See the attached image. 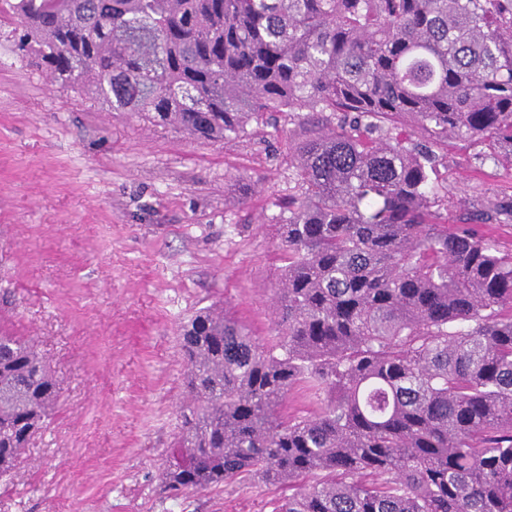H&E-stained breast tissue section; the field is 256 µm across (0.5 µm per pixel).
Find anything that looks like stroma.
<instances>
[{
    "label": "stroma",
    "instance_id": "obj_1",
    "mask_svg": "<svg viewBox=\"0 0 512 512\" xmlns=\"http://www.w3.org/2000/svg\"><path fill=\"white\" fill-rule=\"evenodd\" d=\"M287 114L230 140L191 139L88 89H57L0 27V327L33 339L61 382L0 512H272L282 486L247 480L178 499L162 461L186 400L177 336L224 304L259 342L298 195ZM448 225L512 200V166L452 140L432 175Z\"/></svg>",
    "mask_w": 512,
    "mask_h": 512
}]
</instances>
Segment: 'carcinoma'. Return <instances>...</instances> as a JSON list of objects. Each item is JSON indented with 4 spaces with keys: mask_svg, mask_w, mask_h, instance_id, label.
<instances>
[{
    "mask_svg": "<svg viewBox=\"0 0 512 512\" xmlns=\"http://www.w3.org/2000/svg\"><path fill=\"white\" fill-rule=\"evenodd\" d=\"M3 24L114 112L206 139L268 112L305 128L275 334L219 305L181 326L167 497L253 476L292 490L273 512H512V252L448 229L431 181L450 138L512 157V0H0ZM59 397L0 329L1 481Z\"/></svg>",
    "mask_w": 512,
    "mask_h": 512,
    "instance_id": "obj_1",
    "label": "carcinoma"
}]
</instances>
